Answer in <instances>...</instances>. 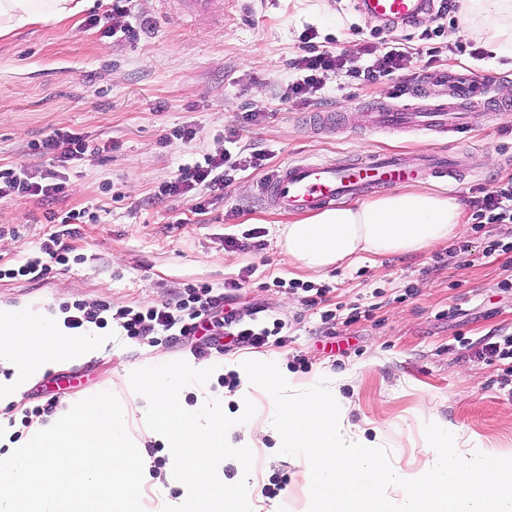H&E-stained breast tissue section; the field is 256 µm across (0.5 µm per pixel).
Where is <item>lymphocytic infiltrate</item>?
I'll list each match as a JSON object with an SVG mask.
<instances>
[{"instance_id":"f902f5d3","label":"lymphocytic infiltrate","mask_w":512,"mask_h":512,"mask_svg":"<svg viewBox=\"0 0 512 512\" xmlns=\"http://www.w3.org/2000/svg\"><path fill=\"white\" fill-rule=\"evenodd\" d=\"M317 33L303 31L301 41L304 53L288 62L294 74L284 92L288 96L305 99L323 91L330 80L348 76L366 82L392 75L405 69L411 58L403 46H390L383 55L375 57L370 47H363L361 55L350 56L335 52L316 41ZM241 168L231 151L204 154L202 160L180 165L173 181L161 188L162 194H186L198 189L216 192L231 182L234 172ZM66 183L57 173L31 175L25 165L0 166V200L33 198L47 204L44 214L47 223L56 230L44 244L41 256L29 259L13 268H0V279L24 278L31 283L46 279L53 265L68 264L67 237L73 236L77 224L97 222L96 213L87 209H70L63 213L51 210L52 201L64 196ZM472 219L476 228L488 224L512 223V180L498 185L473 204ZM228 293L215 291L206 282L185 285L180 299L173 304L147 306L138 310L121 307L114 314L125 336L131 339H151L157 336H182L199 339L207 349L221 347L267 345L270 339H282L284 325L273 320L259 327L254 323L255 311L234 306L233 291L243 288V281H228Z\"/></svg>"}]
</instances>
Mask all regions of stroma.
<instances>
[{
  "mask_svg": "<svg viewBox=\"0 0 512 512\" xmlns=\"http://www.w3.org/2000/svg\"><path fill=\"white\" fill-rule=\"evenodd\" d=\"M129 17L146 16L150 28L134 42L103 36L75 23H47L0 37V166L26 164L41 170L50 157L31 155V142L67 127L84 133L93 151L64 165L67 181L58 210L87 208L100 215L70 238L79 264L56 269L42 285L24 279L0 280V304L44 307L65 315L67 305L137 309L173 303L183 284L204 281L215 287L235 279L245 286L240 305L260 307V320L280 319L286 340L260 348L241 347L206 354L215 364L208 387L233 394L240 385L236 366L245 358L276 363L300 384L318 376L334 379L353 408L350 422L366 438H380L393 463L410 472L429 466L430 446L420 407L432 409L441 423L461 427L478 450L512 453V361H491L485 343L512 336V290L497 284L506 278L503 259L483 257L487 241L512 242V230L489 224L468 230L470 259L449 263L444 247L387 255L328 274L293 265L277 242L278 225L290 215L264 206L257 186L264 170L237 173L223 194L209 197L205 213L193 211L192 195H166L158 188L173 180L180 165L206 153L223 151L229 137L271 150L272 166L292 160L340 159L402 150H429L453 156L464 174L462 185L428 183V190L470 205L480 189L512 179V58L476 61L441 52L431 64L414 58L406 68L374 83L342 79L332 83L325 101L312 107L281 91L288 62L303 53L306 28L330 37L337 51L353 53L370 46L384 54L406 42L420 47L423 30L436 28L434 16L419 26L372 33L354 0H237L224 26L190 29L168 23L158 0H132ZM436 71L472 72L491 80L508 109L485 112L468 127L448 135L411 136L372 132L363 126V110L408 98ZM335 112L336 130L310 123L312 111ZM194 124L195 141L165 147L161 138L174 128ZM34 199L0 201V266L40 256L54 232ZM261 233V249L226 246L227 238ZM327 286L321 302L308 306L303 291L279 288V281ZM330 310L338 324L327 335L320 316ZM105 333L107 347L85 359L58 365L79 371L73 383L56 385L39 375L14 402L0 407V436L27 439L34 406L53 403V423L68 402L98 390L111 391L122 407L134 397L119 383L124 370L190 357V345L174 338L133 341L115 321ZM129 435L149 462L142 487L145 512L180 504L184 488L172 476L166 443L130 418ZM278 433L254 448L251 473L233 459L221 464V479L248 481L253 512H307L305 458L279 452Z\"/></svg>",
  "mask_w": 512,
  "mask_h": 512,
  "instance_id": "obj_1",
  "label": "stroma"
}]
</instances>
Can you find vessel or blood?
<instances>
[{
    "instance_id": "b4317fda",
    "label": "vessel or blood",
    "mask_w": 512,
    "mask_h": 512,
    "mask_svg": "<svg viewBox=\"0 0 512 512\" xmlns=\"http://www.w3.org/2000/svg\"><path fill=\"white\" fill-rule=\"evenodd\" d=\"M167 5L168 19L193 22L223 21L235 0H160ZM428 0H359L369 17L388 23L408 24L425 12ZM433 82L444 84L445 94L434 97L427 87L414 93L415 108L390 105L365 112L368 130H402L414 133H455L474 117L476 89L457 82L445 73L432 74ZM462 173L445 154H350L340 161L298 160L279 166L260 184L265 205L293 211L316 210L344 205L370 192L399 184L437 180L454 184Z\"/></svg>"
}]
</instances>
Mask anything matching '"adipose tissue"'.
<instances>
[{
    "instance_id": "adipose-tissue-1",
    "label": "adipose tissue",
    "mask_w": 512,
    "mask_h": 512,
    "mask_svg": "<svg viewBox=\"0 0 512 512\" xmlns=\"http://www.w3.org/2000/svg\"><path fill=\"white\" fill-rule=\"evenodd\" d=\"M90 5V0H0V36L37 24L68 22ZM467 10L462 34H484L491 53L512 56V0H468ZM466 224L465 209L456 198L411 186L311 213L283 225L280 238L301 269L322 273L345 263L447 244ZM104 344V337L91 330L69 336L62 320L46 309L0 306V365L24 369L23 374L0 378V402L17 394L25 376L64 359L92 356Z\"/></svg>"
}]
</instances>
